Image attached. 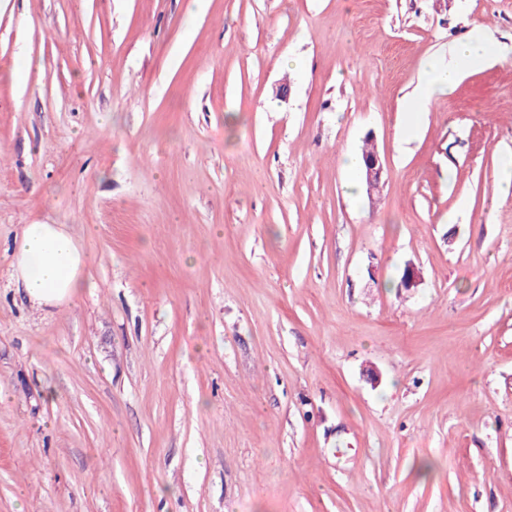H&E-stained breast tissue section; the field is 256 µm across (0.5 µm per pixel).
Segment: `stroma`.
<instances>
[{
    "mask_svg": "<svg viewBox=\"0 0 512 512\" xmlns=\"http://www.w3.org/2000/svg\"><path fill=\"white\" fill-rule=\"evenodd\" d=\"M189 3L0 0V512H512V0ZM476 33L458 43L454 48V56L457 62L454 65L439 63L429 64L426 76L420 81V99L430 100L438 94L448 92L454 85L461 66L474 67L480 65L487 54V43ZM367 148V144L365 143L362 149L361 161L362 156ZM363 169L368 198L370 202L374 204L377 200V197L382 192L386 182L385 164L382 161L377 148L374 147L370 153H367L363 156ZM87 255L66 224H25L12 251L11 278L37 307L71 301L86 287Z\"/></svg>",
    "mask_w": 512,
    "mask_h": 512,
    "instance_id": "35a3bbf8",
    "label": "stroma"
}]
</instances>
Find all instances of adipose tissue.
<instances>
[{
  "label": "adipose tissue",
  "instance_id": "obj_1",
  "mask_svg": "<svg viewBox=\"0 0 512 512\" xmlns=\"http://www.w3.org/2000/svg\"><path fill=\"white\" fill-rule=\"evenodd\" d=\"M486 54L487 43L479 34L458 43L455 64H430L419 83L421 99L448 92L460 67L480 65ZM86 266L87 256L68 225L26 224L12 251L11 277L33 305L56 307L82 294Z\"/></svg>",
  "mask_w": 512,
  "mask_h": 512
}]
</instances>
